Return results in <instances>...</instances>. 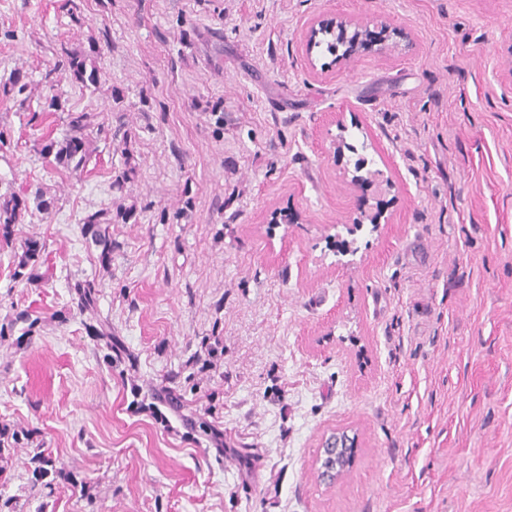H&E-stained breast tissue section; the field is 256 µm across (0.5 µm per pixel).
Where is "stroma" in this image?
<instances>
[{"mask_svg": "<svg viewBox=\"0 0 512 512\" xmlns=\"http://www.w3.org/2000/svg\"><path fill=\"white\" fill-rule=\"evenodd\" d=\"M334 16L405 38L335 66L304 41ZM67 53L98 81L72 79ZM511 61L512 0H0V193L55 200L0 241V426L29 434L0 450V503L512 512ZM71 110L95 130L66 177L37 147ZM360 156L378 173L365 190L344 176ZM101 208L107 264L81 233ZM282 209L298 222L272 223ZM29 238L31 281L13 276ZM84 279L131 362L87 332ZM172 370L195 376L178 411L158 399ZM336 431L355 456L324 483ZM81 312L94 313L97 309L99 285L93 280L78 281L73 286Z\"/></svg>", "mask_w": 512, "mask_h": 512, "instance_id": "35a3bbf8", "label": "stroma"}]
</instances>
